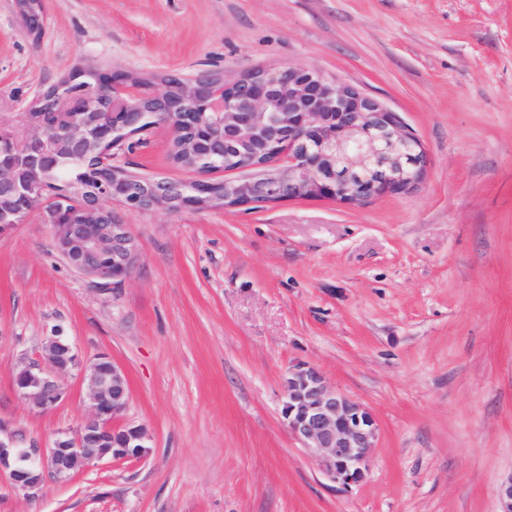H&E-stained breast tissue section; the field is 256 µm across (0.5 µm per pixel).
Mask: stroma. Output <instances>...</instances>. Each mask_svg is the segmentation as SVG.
<instances>
[{"label":"stroma","mask_w":512,"mask_h":512,"mask_svg":"<svg viewBox=\"0 0 512 512\" xmlns=\"http://www.w3.org/2000/svg\"><path fill=\"white\" fill-rule=\"evenodd\" d=\"M314 65L398 112L429 165L355 205L121 207L139 247L107 289L68 268L41 211L0 235V422L45 447L90 415L78 374L54 409L13 389L61 329L129 381L139 461L104 460L38 497L0 475V512H500L512 476V0H46L41 32L0 0V127L95 68L237 79ZM170 132L131 170L175 181ZM320 370L379 434L345 489L288 432L291 368Z\"/></svg>","instance_id":"1"}]
</instances>
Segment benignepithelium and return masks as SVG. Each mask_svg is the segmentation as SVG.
<instances>
[{"label": "benign epithelium", "instance_id": "benign-epithelium-1", "mask_svg": "<svg viewBox=\"0 0 512 512\" xmlns=\"http://www.w3.org/2000/svg\"><path fill=\"white\" fill-rule=\"evenodd\" d=\"M133 74L76 73L57 83L62 124L49 128L21 117V134L0 129V235L30 215L32 196L48 190L50 174L68 158L98 156L112 169L94 202L76 194L45 197L44 219L52 225L54 246L75 272L109 287L128 279L138 261V245L117 215L98 222L108 206L170 211L226 209L283 199H320L340 204L408 193L424 179L427 149L399 113L361 88L328 77L313 65L252 69L226 82L211 75L163 78L162 89L130 91ZM169 112L193 105L216 116L211 131L183 142L181 166L200 172L195 187L163 179H132L119 154L100 150L113 140L117 123L131 131V145L145 121L140 101ZM240 160L245 181H213L200 171L210 160ZM44 362L24 365L14 391L44 412L60 403L62 378L77 371L86 382L92 416L78 430L61 432L49 448H19L0 424V470L12 487L36 497L46 481L67 482L77 470L110 458L141 460L151 437L144 427L122 421L129 399L125 369L107 353L83 361L60 331L44 339ZM281 414L288 432L316 458L333 482L350 487L365 478L378 424L374 414L350 399L315 367L298 365L288 373Z\"/></svg>", "mask_w": 512, "mask_h": 512}]
</instances>
